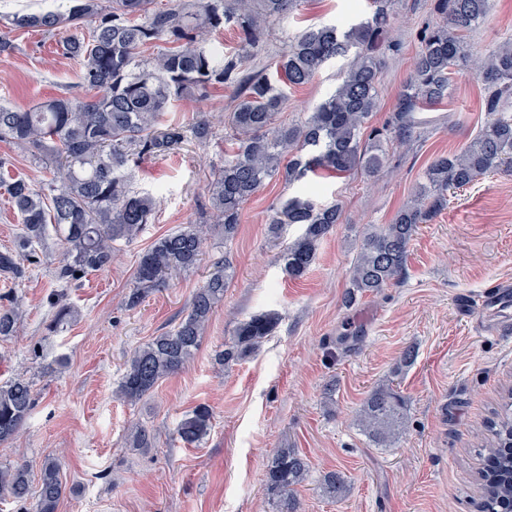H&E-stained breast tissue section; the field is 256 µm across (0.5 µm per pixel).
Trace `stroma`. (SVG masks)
I'll list each match as a JSON object with an SVG mask.
<instances>
[{
  "mask_svg": "<svg viewBox=\"0 0 512 512\" xmlns=\"http://www.w3.org/2000/svg\"><path fill=\"white\" fill-rule=\"evenodd\" d=\"M351 0H302L270 27L261 63L281 54L304 26L350 14ZM66 0H0V35L14 49L0 53V102L29 107L48 98L84 95L79 65L61 48L65 32L10 29L17 13L66 7ZM433 0H395L388 50L380 72V108L371 124L387 123L412 72L426 27L436 25ZM512 39V0H494L487 20L466 36L470 53ZM342 60L327 63L307 85L288 88L282 122L308 115L336 88ZM483 89L458 68L448 99L421 111L424 134L390 148L382 172L316 182L318 202L339 201L342 222L319 246L306 276L288 279L276 257L283 242L268 231L273 209L300 194L274 177L245 205L232 241L212 232L199 267L167 279L137 308L126 305L139 254L156 239L197 217L207 184L232 153L224 114L232 93L176 103L170 121L201 112L215 137L203 146L148 157L133 167V186L158 198L154 219L132 243H118L112 266L64 283L55 272L64 242L49 233L25 277L0 274V294L18 298L23 321L0 339V383L24 372L36 405L20 434L0 444V467L26 463L39 484L45 460L59 459L66 491L59 512H277L266 491V465L277 448H293L310 464L296 489L298 512H480L477 445L502 396L512 387V320L473 307L474 297L512 282V173H499L455 191L433 223L421 225L399 283L346 306L350 268L365 227L389 223L422 183L438 155L460 149L484 118ZM0 162L38 186L50 176L30 151L0 142ZM234 267L224 301L214 311L193 359L142 401L117 395L133 351L183 318L194 291L215 261ZM74 317L49 332L58 303ZM275 312L280 322L249 358L227 368L215 353L241 320ZM417 356L401 367L406 348ZM390 383L408 401V429L389 447H376L354 423L367 394ZM214 411L209 435L195 447L175 440L179 420L198 404ZM152 429L153 447L127 444L128 426ZM344 474L339 500L322 491L325 473Z\"/></svg>",
  "mask_w": 512,
  "mask_h": 512,
  "instance_id": "stroma-1",
  "label": "stroma"
}]
</instances>
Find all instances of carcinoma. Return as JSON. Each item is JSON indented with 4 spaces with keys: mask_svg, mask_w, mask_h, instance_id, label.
<instances>
[{
    "mask_svg": "<svg viewBox=\"0 0 512 512\" xmlns=\"http://www.w3.org/2000/svg\"><path fill=\"white\" fill-rule=\"evenodd\" d=\"M66 11L17 14L18 29L52 33L77 29L95 20L88 37H72L63 50L80 66L83 87L94 92L81 99L60 95L27 109L0 104V142L30 150L56 164V175L39 189L17 177L0 176L12 207L23 224L17 248L0 252V271L23 276L21 261L32 257L47 226L65 230V256L57 277L65 282L77 274L112 265L114 244L137 238L151 223L157 201L133 190L128 172L138 156H167L192 140L207 143L214 135L202 114L188 123L161 124L172 103L203 99L224 87L233 91L234 105L224 128L233 145L208 188L199 220L159 238L140 253L126 305L139 306L165 276L196 269L215 226L224 240L234 238L245 204L264 182L280 176L292 184L307 174L338 175L379 172L390 144L404 145L420 135L416 113L448 98L454 68L469 63L484 86L485 118L460 150L439 155L426 167L424 183L390 223L371 225L354 260L345 303L377 295L404 274L410 242L422 224L448 206V191L471 185L498 171L512 172V43L504 42L486 55H472L464 34L490 14L492 0H434L442 23L421 37L413 73L397 95L386 132L365 130L380 107V66L386 49L393 0L358 3L354 14L367 17L312 24L288 43L269 68L247 63L263 49L267 28L295 11L301 0H73ZM232 26L237 52L226 55L208 43V35ZM162 44L152 57L141 49ZM348 58L336 90L304 120L285 125L283 85L310 83L331 59ZM342 222V207L318 205L308 196H292L273 210L270 231L299 224L302 233L283 246L277 259L293 280L305 276L320 243ZM217 271L194 292L188 313L172 329L136 348L118 384L121 399L135 404L163 379L181 371L198 349L214 309L224 299L233 277L228 260L215 262ZM22 318L18 300L0 297V338L17 333ZM279 323L275 313L241 321L231 341L215 354L224 367L238 363L260 347ZM35 405L32 382L17 375L0 384V443L15 437ZM354 422L379 448H386L407 430V401L388 384L373 389L355 413ZM213 411L196 405L175 427L186 446L209 435ZM487 437L479 455L495 463V477L484 476V512H512V403L487 421ZM154 436L136 424L130 429L134 448H149ZM309 464L294 448H278L268 459L266 489L277 499L278 512H295L294 490L305 481ZM344 475L330 471L322 489L331 498L348 492ZM0 489L20 505L31 496L30 474L24 464L0 468ZM65 492L60 463L48 460L41 472L35 512H58Z\"/></svg>",
    "mask_w": 512,
    "mask_h": 512,
    "instance_id": "carcinoma-1",
    "label": "carcinoma"
}]
</instances>
